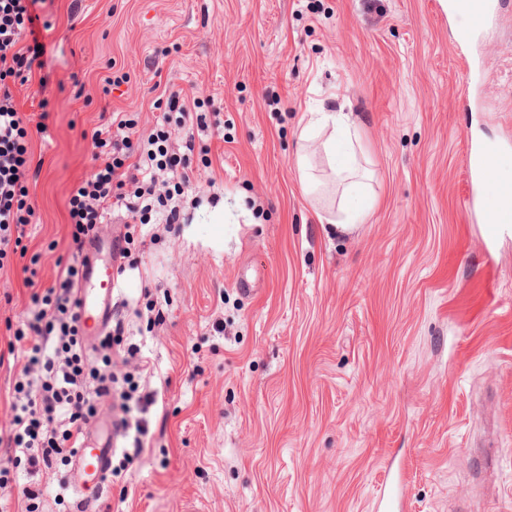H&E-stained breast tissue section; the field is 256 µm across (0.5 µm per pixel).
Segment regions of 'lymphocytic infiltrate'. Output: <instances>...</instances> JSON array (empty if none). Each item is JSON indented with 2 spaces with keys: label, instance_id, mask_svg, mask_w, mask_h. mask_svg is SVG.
I'll use <instances>...</instances> for the list:
<instances>
[{
  "label": "lymphocytic infiltrate",
  "instance_id": "1",
  "mask_svg": "<svg viewBox=\"0 0 512 512\" xmlns=\"http://www.w3.org/2000/svg\"><path fill=\"white\" fill-rule=\"evenodd\" d=\"M35 0H0V270L10 252L27 236L34 210L27 203L32 133L18 112L10 92L13 81L28 82L40 56ZM200 98L169 91L165 109L177 113L175 128L157 125L148 137L137 134L131 116L114 113L110 123L96 129L95 173L69 199V236L72 255L81 257L87 241L104 223L109 210L123 211L127 223L143 224L154 217L177 224L185 208V191L194 178L190 156L195 142L188 130L204 126ZM80 268L64 267L51 286L32 292L31 309L14 328L8 353L16 370L11 391V422L0 430V512H40L41 490L23 488L22 501L13 499L12 475L57 465H69L76 447L98 415L100 403L118 398L132 415L127 429L135 450L121 455L113 475L129 471L148 434L140 410L157 400L141 393L136 374L143 365L136 345H125L134 369L123 376L111 370L115 346L124 345V329L115 325L86 346L76 311L75 286Z\"/></svg>",
  "mask_w": 512,
  "mask_h": 512
}]
</instances>
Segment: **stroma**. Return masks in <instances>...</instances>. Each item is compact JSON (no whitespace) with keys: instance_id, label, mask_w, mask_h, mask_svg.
Returning <instances> with one entry per match:
<instances>
[{"instance_id":"obj_1","label":"stroma","mask_w":512,"mask_h":512,"mask_svg":"<svg viewBox=\"0 0 512 512\" xmlns=\"http://www.w3.org/2000/svg\"><path fill=\"white\" fill-rule=\"evenodd\" d=\"M42 65L11 87L32 136L27 256L0 271V350L70 261L68 199L103 114L149 132L164 89L209 100L202 204L138 224L116 318L154 367L140 463L94 512H512V227L467 209L468 137L512 143V0L467 77L439 0H37ZM121 77L109 90L106 77ZM347 113L366 216L305 195L312 113ZM209 148L211 166L201 162ZM216 198H209L210 185ZM38 263H31V255ZM247 278L249 291L238 286ZM34 286V287H35ZM66 468L20 472L43 512Z\"/></svg>"}]
</instances>
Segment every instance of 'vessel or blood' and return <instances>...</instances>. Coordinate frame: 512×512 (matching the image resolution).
Listing matches in <instances>:
<instances>
[{
  "label": "vessel or blood",
  "instance_id": "b4317fda",
  "mask_svg": "<svg viewBox=\"0 0 512 512\" xmlns=\"http://www.w3.org/2000/svg\"><path fill=\"white\" fill-rule=\"evenodd\" d=\"M503 0H440L439 5L452 24L455 49L470 46L493 21ZM465 177L471 211L484 224H512V150L482 140H469ZM116 239H94L91 247L105 256L88 266L77 289L78 312L86 336L105 331L112 322L119 285V269L114 259ZM119 430L109 424L95 440L83 439L75 457L72 482L82 494L103 490L109 464L117 447Z\"/></svg>",
  "mask_w": 512,
  "mask_h": 512
}]
</instances>
